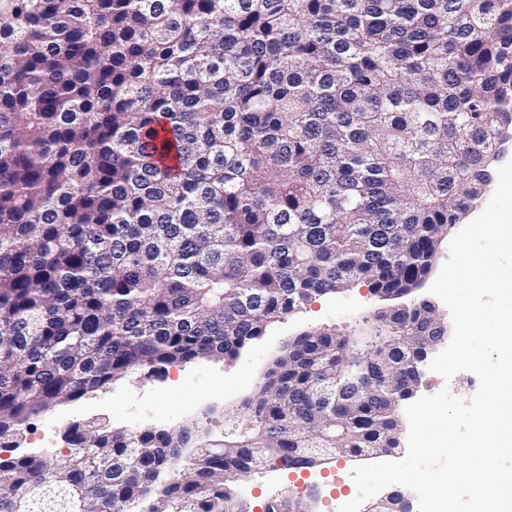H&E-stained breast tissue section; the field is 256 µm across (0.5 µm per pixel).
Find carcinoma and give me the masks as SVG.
Here are the masks:
<instances>
[{
    "instance_id": "obj_1",
    "label": "carcinoma",
    "mask_w": 512,
    "mask_h": 512,
    "mask_svg": "<svg viewBox=\"0 0 512 512\" xmlns=\"http://www.w3.org/2000/svg\"><path fill=\"white\" fill-rule=\"evenodd\" d=\"M504 130L512 0H10L0 450L133 371L233 359L317 296L415 292ZM443 329L421 299L300 334L222 440L74 422L55 456L0 457V512H223L230 477L397 448Z\"/></svg>"
}]
</instances>
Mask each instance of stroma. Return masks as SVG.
<instances>
[{
	"mask_svg": "<svg viewBox=\"0 0 512 512\" xmlns=\"http://www.w3.org/2000/svg\"><path fill=\"white\" fill-rule=\"evenodd\" d=\"M384 307V301L362 283L343 293L316 297L269 326L235 360H197L159 373L139 370L93 395L40 414L27 428L22 450L33 452L45 436L54 450H61L65 428L90 417L107 418L113 427L130 431L208 419L216 435H223L225 412L255 393L273 360L295 336L316 329L351 333L372 324ZM356 464V459L338 458L302 470L264 467L227 482L224 512H266L286 491L294 495L298 512H336L357 493L351 477Z\"/></svg>",
	"mask_w": 512,
	"mask_h": 512,
	"instance_id": "1",
	"label": "stroma"
}]
</instances>
